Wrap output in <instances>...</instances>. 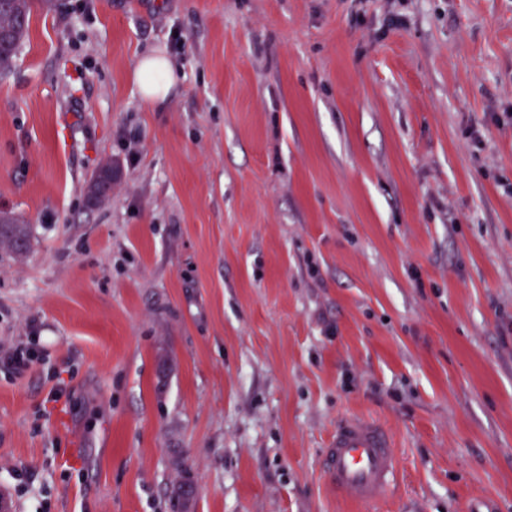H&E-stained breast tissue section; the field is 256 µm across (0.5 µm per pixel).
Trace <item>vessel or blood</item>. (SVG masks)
Here are the masks:
<instances>
[{"mask_svg":"<svg viewBox=\"0 0 512 512\" xmlns=\"http://www.w3.org/2000/svg\"><path fill=\"white\" fill-rule=\"evenodd\" d=\"M398 455L388 432L376 421L337 424L324 451V474L343 497L364 503L383 499L394 480Z\"/></svg>","mask_w":512,"mask_h":512,"instance_id":"vessel-or-blood-1","label":"vessel or blood"}]
</instances>
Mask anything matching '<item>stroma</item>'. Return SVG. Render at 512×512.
<instances>
[{"label": "stroma", "instance_id": "1", "mask_svg": "<svg viewBox=\"0 0 512 512\" xmlns=\"http://www.w3.org/2000/svg\"><path fill=\"white\" fill-rule=\"evenodd\" d=\"M1 209L0 347L40 356L0 366L7 512H512V0L34 8ZM360 417L399 457L372 504L322 470ZM140 91L152 109L165 107L175 83V67L167 59L144 56L135 72ZM0 246L16 254H24L30 246L29 224L12 211L0 212ZM2 358L14 377L21 379L32 371L36 354L33 348L20 346L9 349L0 357V361Z\"/></svg>", "mask_w": 512, "mask_h": 512}]
</instances>
